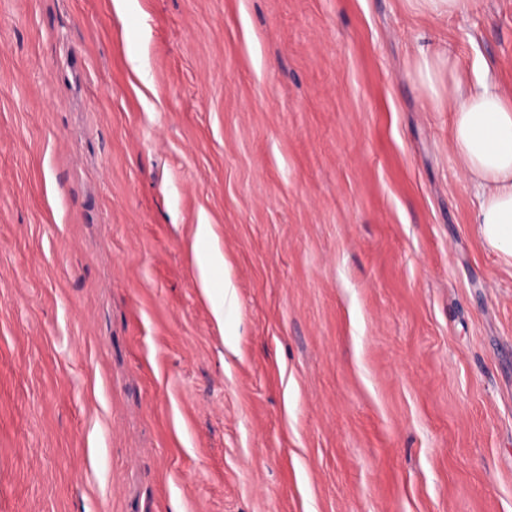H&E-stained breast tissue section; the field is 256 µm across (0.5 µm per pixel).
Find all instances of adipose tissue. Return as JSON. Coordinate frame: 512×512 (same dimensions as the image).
<instances>
[{
    "label": "adipose tissue",
    "mask_w": 512,
    "mask_h": 512,
    "mask_svg": "<svg viewBox=\"0 0 512 512\" xmlns=\"http://www.w3.org/2000/svg\"><path fill=\"white\" fill-rule=\"evenodd\" d=\"M416 72L452 114L451 144L477 192L474 222L482 240L512 260V93L488 78L463 76L442 54L421 53Z\"/></svg>",
    "instance_id": "1"
}]
</instances>
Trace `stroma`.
I'll return each mask as SVG.
<instances>
[{
	"label": "stroma",
	"mask_w": 512,
	"mask_h": 512,
	"mask_svg": "<svg viewBox=\"0 0 512 512\" xmlns=\"http://www.w3.org/2000/svg\"><path fill=\"white\" fill-rule=\"evenodd\" d=\"M423 51L512 92V0H0V512H512V264ZM410 4L423 12L437 15H462L467 13L475 0H408Z\"/></svg>",
	"instance_id": "1"
}]
</instances>
